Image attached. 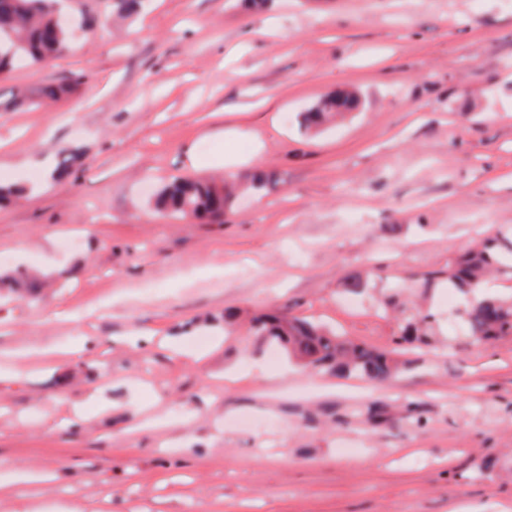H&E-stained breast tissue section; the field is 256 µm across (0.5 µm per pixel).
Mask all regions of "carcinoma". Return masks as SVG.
<instances>
[{"label": "carcinoma", "mask_w": 512, "mask_h": 512, "mask_svg": "<svg viewBox=\"0 0 512 512\" xmlns=\"http://www.w3.org/2000/svg\"><path fill=\"white\" fill-rule=\"evenodd\" d=\"M143 0H112V13L128 19L136 16ZM74 35L64 23L55 19L54 0H0V78L6 77L17 65L47 64L72 49ZM81 74L40 87L35 94L13 95L0 100V112H11L41 101L55 102L83 82ZM356 101L348 95L332 96L307 112L305 120L319 123L342 107L355 108ZM85 155L84 147L73 144L56 156L51 178L63 184L75 164ZM254 193L269 192L277 181L270 175L257 173L240 181ZM235 182L230 178L200 181L175 178L154 193L155 209L167 216L192 221H223L224 210L232 202ZM27 188L21 184L0 183V204L23 197ZM512 259V228L488 237L456 260L448 263V287L465 298L463 321L470 338L477 343H489L501 336L512 335V297H473V287L485 280L497 267ZM0 286L24 292L34 300L40 284L37 278L20 271L0 275ZM385 309L397 313L400 340L405 344L427 342L429 316L416 313L405 316L406 306L393 294ZM252 328L270 344L297 359L313 373H329L340 378L363 379L374 387H386L405 369L403 349H376L348 336L338 334L320 324L283 313L264 314L252 321Z\"/></svg>", "instance_id": "obj_1"}]
</instances>
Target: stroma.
Instances as JSON below:
<instances>
[{"instance_id": "stroma-1", "label": "stroma", "mask_w": 512, "mask_h": 512, "mask_svg": "<svg viewBox=\"0 0 512 512\" xmlns=\"http://www.w3.org/2000/svg\"><path fill=\"white\" fill-rule=\"evenodd\" d=\"M72 0L102 23L0 94V512H512V336L476 344L421 291L512 226V0ZM346 92L319 128L302 112ZM86 148L62 186L57 152ZM274 173L220 224L158 214L173 177ZM363 272V293L344 276ZM431 315L390 387L313 375L254 336L278 308L378 348ZM236 319L225 323V312ZM83 79L84 76L82 74H75L69 78L59 80L58 82L45 84L40 87L33 96L28 95L20 97L18 94H15L12 95L11 98L2 101L1 95L0 112H11L26 105L40 103L41 101H58L76 89V87L83 82ZM0 286L12 291H24V297L30 300L37 298V290L40 288L38 279L23 271L0 275ZM385 313L389 309L398 314L400 340L405 344L427 343L429 316L421 315L420 311L409 317L405 316L406 306L399 300L398 293L390 296L385 302Z\"/></svg>"}]
</instances>
